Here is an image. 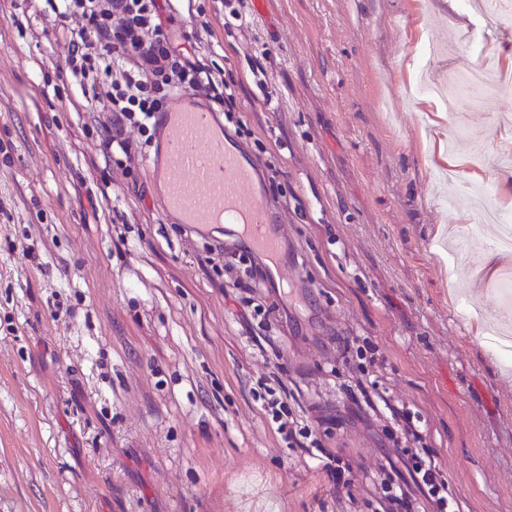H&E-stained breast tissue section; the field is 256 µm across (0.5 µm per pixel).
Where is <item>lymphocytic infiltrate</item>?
<instances>
[{
  "label": "lymphocytic infiltrate",
  "instance_id": "1",
  "mask_svg": "<svg viewBox=\"0 0 512 512\" xmlns=\"http://www.w3.org/2000/svg\"><path fill=\"white\" fill-rule=\"evenodd\" d=\"M53 12L54 35L68 46L70 80L94 81L91 109L104 119L101 151L107 161L133 159L139 137L149 134L176 91L234 108L235 95L223 77L171 31L163 0H60ZM409 473L439 512H460L458 502L443 494L434 458L413 456Z\"/></svg>",
  "mask_w": 512,
  "mask_h": 512
}]
</instances>
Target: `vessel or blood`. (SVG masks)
Here are the masks:
<instances>
[{
    "label": "vessel or blood",
    "instance_id": "1",
    "mask_svg": "<svg viewBox=\"0 0 512 512\" xmlns=\"http://www.w3.org/2000/svg\"><path fill=\"white\" fill-rule=\"evenodd\" d=\"M162 114L166 136L147 162L162 178L163 210L189 229L206 224L237 227L251 248L277 258V217L255 185L253 162L231 146L210 112L193 93L180 91Z\"/></svg>",
    "mask_w": 512,
    "mask_h": 512
}]
</instances>
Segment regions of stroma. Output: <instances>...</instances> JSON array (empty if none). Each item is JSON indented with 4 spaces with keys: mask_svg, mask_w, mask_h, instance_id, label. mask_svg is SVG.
<instances>
[{
    "mask_svg": "<svg viewBox=\"0 0 512 512\" xmlns=\"http://www.w3.org/2000/svg\"><path fill=\"white\" fill-rule=\"evenodd\" d=\"M441 2L231 0L252 24L228 30L176 0L238 93L215 117L280 216L282 282L162 213L145 162L107 166L47 0H0V512H384L419 498L420 445L462 512H512V369L484 344L512 253L469 202L512 173V90H416L431 43L439 88L512 77V28Z\"/></svg>",
    "mask_w": 512,
    "mask_h": 512,
    "instance_id": "stroma-1",
    "label": "stroma"
}]
</instances>
